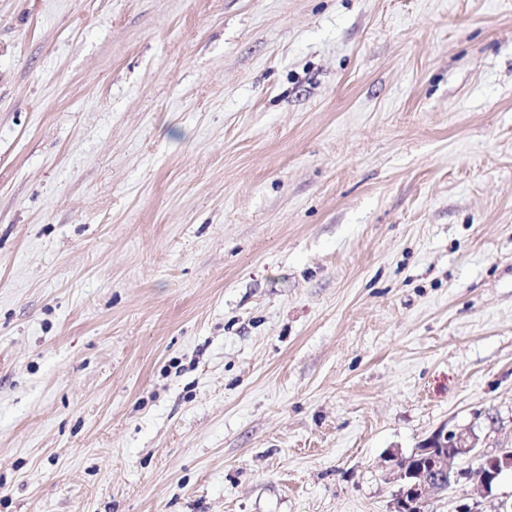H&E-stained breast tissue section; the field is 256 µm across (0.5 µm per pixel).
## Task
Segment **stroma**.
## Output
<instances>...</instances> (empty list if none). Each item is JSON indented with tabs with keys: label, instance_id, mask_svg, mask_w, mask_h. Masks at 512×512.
Instances as JSON below:
<instances>
[{
	"label": "stroma",
	"instance_id": "35a3bbf8",
	"mask_svg": "<svg viewBox=\"0 0 512 512\" xmlns=\"http://www.w3.org/2000/svg\"><path fill=\"white\" fill-rule=\"evenodd\" d=\"M441 429L512 448V0H0V512H393Z\"/></svg>",
	"mask_w": 512,
	"mask_h": 512
}]
</instances>
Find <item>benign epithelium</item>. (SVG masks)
<instances>
[{
	"label": "benign epithelium",
	"instance_id": "7a95c632",
	"mask_svg": "<svg viewBox=\"0 0 512 512\" xmlns=\"http://www.w3.org/2000/svg\"><path fill=\"white\" fill-rule=\"evenodd\" d=\"M477 444V437L470 432L441 429L427 439L422 447L414 450V453L420 455V464L410 467L407 457L392 454L388 459L385 480L398 486L394 512H420L431 493L448 490V473L452 470V461L470 456ZM507 469L512 470L511 449L482 459L472 475L487 489Z\"/></svg>",
	"mask_w": 512,
	"mask_h": 512
}]
</instances>
